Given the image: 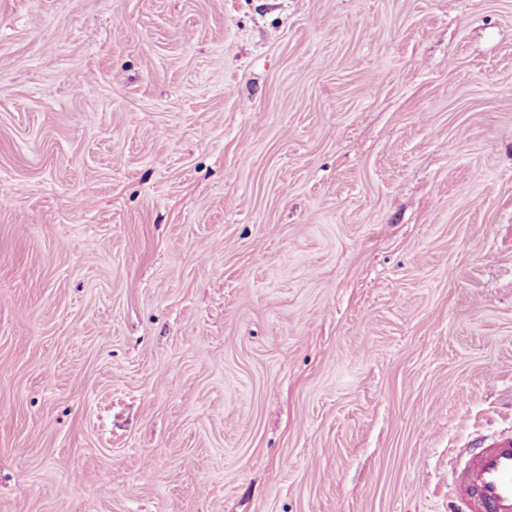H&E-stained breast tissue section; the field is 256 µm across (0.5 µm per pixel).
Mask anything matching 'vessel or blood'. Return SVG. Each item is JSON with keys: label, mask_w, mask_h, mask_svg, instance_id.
<instances>
[{"label": "vessel or blood", "mask_w": 512, "mask_h": 512, "mask_svg": "<svg viewBox=\"0 0 512 512\" xmlns=\"http://www.w3.org/2000/svg\"><path fill=\"white\" fill-rule=\"evenodd\" d=\"M468 454L451 512H512V440Z\"/></svg>", "instance_id": "1"}]
</instances>
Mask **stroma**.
Returning a JSON list of instances; mask_svg holds the SVG:
<instances>
[{
	"instance_id": "stroma-1",
	"label": "stroma",
	"mask_w": 512,
	"mask_h": 512,
	"mask_svg": "<svg viewBox=\"0 0 512 512\" xmlns=\"http://www.w3.org/2000/svg\"><path fill=\"white\" fill-rule=\"evenodd\" d=\"M512 434V0H0V512H450Z\"/></svg>"
}]
</instances>
